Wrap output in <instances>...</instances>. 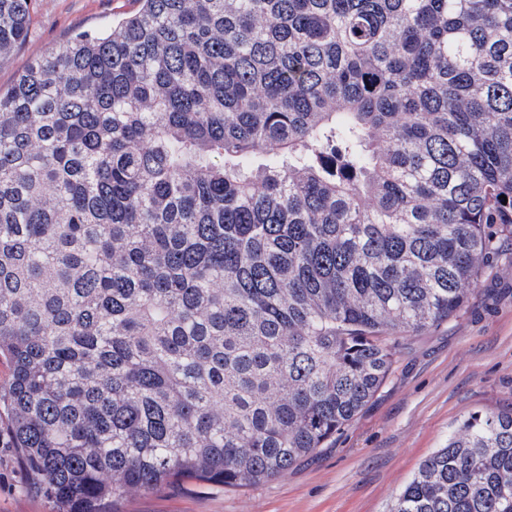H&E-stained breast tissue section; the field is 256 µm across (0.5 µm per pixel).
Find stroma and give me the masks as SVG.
Instances as JSON below:
<instances>
[{"label": "stroma", "instance_id": "35a3bbf8", "mask_svg": "<svg viewBox=\"0 0 512 512\" xmlns=\"http://www.w3.org/2000/svg\"><path fill=\"white\" fill-rule=\"evenodd\" d=\"M134 0H32L29 37L0 60L8 90L36 58L76 34L100 32ZM512 405V264L482 277L469 306L403 339L391 377L328 445L259 487L179 482L135 494L125 512H391L419 465L469 414ZM0 512H54L29 488L15 452L0 447Z\"/></svg>", "mask_w": 512, "mask_h": 512}]
</instances>
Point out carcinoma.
Returning a JSON list of instances; mask_svg holds the SVG:
<instances>
[{"instance_id":"carcinoma-1","label":"carcinoma","mask_w":512,"mask_h":512,"mask_svg":"<svg viewBox=\"0 0 512 512\" xmlns=\"http://www.w3.org/2000/svg\"><path fill=\"white\" fill-rule=\"evenodd\" d=\"M135 2L0 94V433L56 512L285 475L512 263V0ZM392 512H512V406Z\"/></svg>"}]
</instances>
